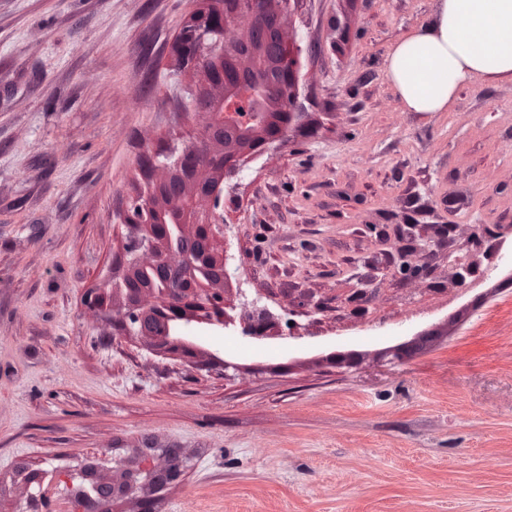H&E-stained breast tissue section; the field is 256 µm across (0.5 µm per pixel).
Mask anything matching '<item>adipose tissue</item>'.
Instances as JSON below:
<instances>
[{
    "label": "adipose tissue",
    "instance_id": "ef3b65f1",
    "mask_svg": "<svg viewBox=\"0 0 512 512\" xmlns=\"http://www.w3.org/2000/svg\"><path fill=\"white\" fill-rule=\"evenodd\" d=\"M387 77L411 112H446L473 80L512 82V0H438L389 50Z\"/></svg>",
    "mask_w": 512,
    "mask_h": 512
}]
</instances>
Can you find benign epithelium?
Here are the masks:
<instances>
[{
  "label": "benign epithelium",
  "instance_id": "benign-epithelium-1",
  "mask_svg": "<svg viewBox=\"0 0 512 512\" xmlns=\"http://www.w3.org/2000/svg\"><path fill=\"white\" fill-rule=\"evenodd\" d=\"M247 0H224V10L235 17L246 16L254 19L258 11L272 12L281 27V38L288 45L290 65L288 78L284 85L288 100V117L294 116L298 103V65L299 46L290 40L286 29L289 25L287 5L289 0H260L261 9L246 7ZM229 23L224 21V14L218 12L200 27L185 32L178 41L181 50L182 67L196 68L204 58H209L224 68L250 70L254 68L253 56L243 52L236 56L230 64L223 63L224 47L236 43L245 44V38L237 37L231 41L226 39ZM218 90L214 98L224 105V113L232 116L237 122L249 125L254 122L252 91L246 90L237 96H224V85L215 82ZM276 140L264 141L256 147H249L243 142L225 141L215 136L213 126L199 137L180 146L168 145L154 154H146L145 176L142 189L130 197L128 206L122 215V224L126 228V242L118 258V266L124 268L122 276L105 284L112 293L123 299V305L115 313H105V318L112 321L116 335L121 338H146L155 341L163 349L172 350L195 346L193 333L205 329L209 332L232 329L239 337L248 341H261L267 337V328L275 321L274 314L266 308L256 305L239 317L227 313V299L224 281L227 270L224 262L216 264L219 275L209 278L205 288H186L176 297L166 293L142 287L141 273L147 270H164L170 266H195L190 256L167 247L172 236L197 237L200 234L211 236L221 233L224 219L218 212L223 194L224 177L236 174L241 170L243 159L232 150L233 146L248 148L251 154L257 153ZM208 148L210 155H224L228 161L222 166L204 165L200 161V150ZM176 183L184 188V193L172 196L163 191V187ZM196 212L197 218L183 219L175 224H162L155 220L160 212L183 214L186 209ZM418 225L408 224L405 235L415 242V247L401 250L393 259L394 267L407 277L422 276L427 267L414 263L413 253L418 251L424 255L432 253L441 243L424 239L416 235ZM493 237L487 224H477L471 233L468 246L456 244L455 239L448 238V279L458 286L466 288L474 274L477 253L481 251L486 239ZM387 275L384 267H376L367 279L358 281L359 288L353 291V297L359 298L370 291L378 289ZM151 295L149 305L143 303L144 294ZM165 315L174 323L172 336L168 344H163L155 333L147 328L152 318Z\"/></svg>",
  "mask_w": 512,
  "mask_h": 512
}]
</instances>
